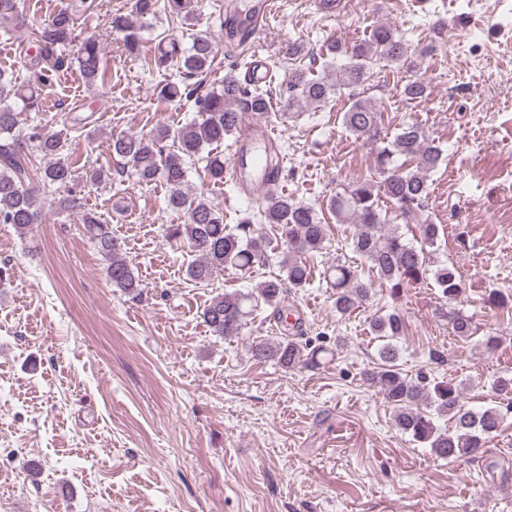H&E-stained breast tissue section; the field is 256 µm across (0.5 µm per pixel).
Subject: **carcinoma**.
<instances>
[{
	"instance_id": "obj_1",
	"label": "carcinoma",
	"mask_w": 512,
	"mask_h": 512,
	"mask_svg": "<svg viewBox=\"0 0 512 512\" xmlns=\"http://www.w3.org/2000/svg\"><path fill=\"white\" fill-rule=\"evenodd\" d=\"M88 9L86 0L71 3L54 13L39 30L44 47H67L74 40L75 16ZM18 11L17 0H0V26L9 27ZM134 18L115 17L111 29L120 36L126 49L135 53L143 41L142 31L158 14V0H132ZM327 58L318 75L303 71L288 80V105L297 108L289 117L300 116L305 108H317L343 90H352L369 81L376 72L407 61L403 37L392 27L379 25L368 39L347 46L334 40L326 46ZM215 54L213 40L207 35L196 37L185 48L171 38L157 45V61L172 62L182 69V81L162 87L165 100L194 101L198 119L181 128L159 126L147 136L114 135L109 145L112 155L130 166L143 183L163 181L167 187V205L187 214L184 224L170 226L169 237L187 244L194 259L188 263V281L207 285L216 273L231 267L250 271L267 259L270 241L261 225L282 227L287 242V255L282 274L260 282L248 292L226 291L213 298L204 308L202 319L211 334L219 339L243 335L248 318L259 304L273 308L283 320L286 287L302 288L310 281L311 270L302 256L325 249V224L318 211L279 191L284 150L268 145L267 172L269 188L256 199V211L241 219L232 228L224 224V212L202 195H190L187 187V163L206 146H221L225 138L234 136L247 147L243 119L250 116L255 124H268L273 113L268 90L241 80L233 71L224 74L221 88L198 94L185 80L201 76L209 69ZM78 63L85 79L95 82L104 76L101 48L94 40L85 41L78 52ZM400 93L407 101H422L429 96L428 84L416 78L405 83ZM42 99L38 89L18 86L13 76L0 69V224H10L25 235L35 224L42 223L44 207L38 193L28 185L29 175L22 162L25 149L32 145L48 159L40 173L43 187L59 191L72 180L71 163L63 155L64 140L59 134L41 133L32 129L27 136L16 135L18 115L38 112ZM383 113L362 98L352 99L343 112L345 129L357 138L377 143L373 172L348 183L329 201V210L338 224L353 226L351 246L372 276L385 285L392 296L429 278L448 301L462 291L458 271L453 265L432 261L428 248L434 246L439 227L421 225L420 238L410 241L387 225L406 221L424 208L430 187L427 173L443 161V151L426 134L417 121L402 123L393 137L384 134ZM204 178L222 185L231 179L224 153L209 150L203 168ZM82 223L89 241L107 261V276L112 286L130 299L142 297V287L112 227L100 215L86 211ZM323 279L336 291V312L347 315L369 300L372 281L358 273V268L339 261L327 265ZM454 335L469 339L475 332L471 316L451 313ZM372 334L382 341L378 349L379 363L372 374L390 406L395 428L426 445L442 459H476L489 439L503 426L506 413L498 406L472 408L465 405L462 389L452 382H430L417 374L399 368L400 351L395 340L405 334L406 322L397 311L374 318ZM302 323L293 324L292 332L256 340L250 352L259 363H271L288 371L317 367L335 350L323 346L312 349L302 342ZM444 418L447 425L436 424Z\"/></svg>"
}]
</instances>
